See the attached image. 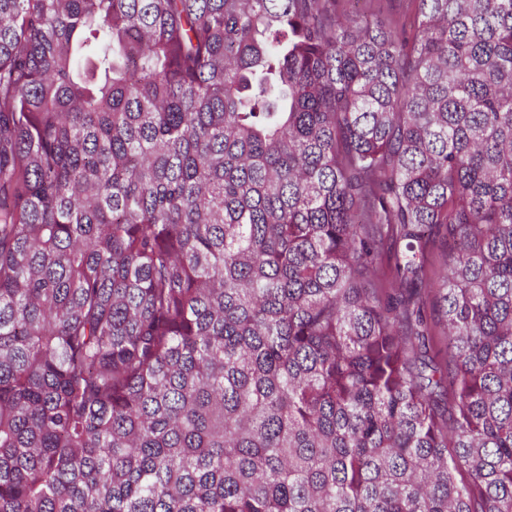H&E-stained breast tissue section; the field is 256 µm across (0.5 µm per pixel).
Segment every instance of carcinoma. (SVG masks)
Wrapping results in <instances>:
<instances>
[{"label":"carcinoma","instance_id":"obj_1","mask_svg":"<svg viewBox=\"0 0 512 512\" xmlns=\"http://www.w3.org/2000/svg\"><path fill=\"white\" fill-rule=\"evenodd\" d=\"M372 2L0 0V512H512V0Z\"/></svg>","mask_w":512,"mask_h":512}]
</instances>
